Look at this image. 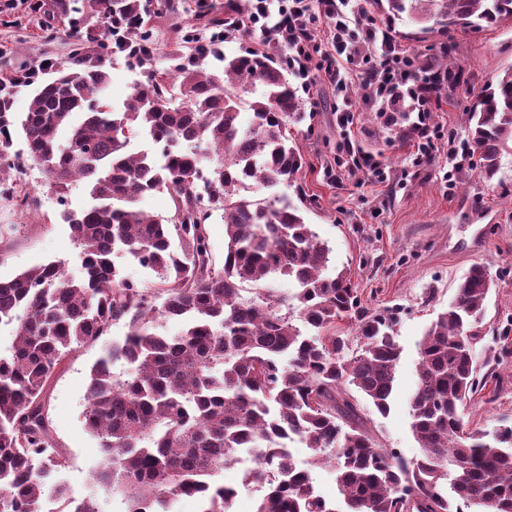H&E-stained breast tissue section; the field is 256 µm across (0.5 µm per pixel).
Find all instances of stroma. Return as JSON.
<instances>
[{
	"label": "stroma",
	"instance_id": "obj_1",
	"mask_svg": "<svg viewBox=\"0 0 512 512\" xmlns=\"http://www.w3.org/2000/svg\"><path fill=\"white\" fill-rule=\"evenodd\" d=\"M30 0H0V68H16L42 54L64 61L68 40L42 38ZM400 49L417 64L439 62L452 67L459 81L441 92L433 122L441 135L431 163L412 164V147L402 135L408 124L400 115L385 125L366 102L357 81L346 91L314 80L303 89L298 75L304 117L290 126L303 166L291 185L279 186L302 210L331 250V271H347L361 309L395 316L401 358L395 374V396L388 414L360 401L365 426L380 446L415 458L419 445L411 429L409 396L417 379L419 342L426 327L454 300L456 287L473 263H483L494 286L483 321L484 339L476 346L479 373L486 385L469 396L464 429L482 434L512 426V152H504L500 172L492 181L477 174L448 180L452 168L449 139L467 137L469 113L484 85L512 67V22L473 28L462 23L417 38L408 17L391 24ZM356 116L354 135L366 152L378 155L389 171L375 182L367 171L335 168L343 134L337 110ZM21 181L38 199L37 208L15 206L0 189V225L16 230L0 256V280L49 260L65 261L68 274H78L76 246L61 207L45 185L40 166L27 163ZM484 238L475 249L460 247L475 226ZM101 346L89 343L74 350L55 375L47 392L53 435L67 465L63 475L74 497L94 488L91 467L99 458L96 440L83 424L89 369Z\"/></svg>",
	"mask_w": 512,
	"mask_h": 512
}]
</instances>
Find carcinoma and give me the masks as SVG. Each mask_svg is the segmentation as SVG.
Listing matches in <instances>:
<instances>
[{"label":"carcinoma","instance_id":"cac0c4a2","mask_svg":"<svg viewBox=\"0 0 512 512\" xmlns=\"http://www.w3.org/2000/svg\"><path fill=\"white\" fill-rule=\"evenodd\" d=\"M366 2L444 29L512 20V0ZM30 10L70 50L62 63L38 56L0 71V185L19 179L28 160L42 167L81 275L50 261L0 280V324L15 333L0 353V512H41L49 494L72 501L47 389L74 350L120 321L127 333L103 341L83 417L102 454L94 484L124 512H174L183 496L200 512H230L233 493L217 474L243 448L255 459L245 485L262 491L255 512H512V427L488 439L466 433L462 418L481 384L472 347L492 288L484 265L470 267L420 342L410 398L420 455L381 447L360 422L353 391L382 415L390 408L401 356L394 318L357 311L356 289L344 272L327 273L331 250L301 210L285 195L258 194L299 172L288 120L303 113L280 40L262 52H223L242 0H195L193 10L184 0H34ZM189 12L194 24L157 69L155 19ZM118 53L141 75L120 107L105 97ZM211 57L222 73L208 70ZM24 91L31 101L19 118L13 104ZM133 132L160 156L132 153ZM18 134L23 148L14 151ZM467 143L473 170L493 180L512 150V69L483 90ZM77 182L92 203L72 211ZM153 192L170 196L169 217L139 208ZM215 212L224 218L220 268L209 244ZM117 254L153 272L155 287L124 277ZM278 280L295 285L292 303L273 295ZM354 313L352 353L340 323ZM167 321L182 329L164 332ZM117 362L126 366L119 376ZM290 436L314 451L312 466L332 468L345 509L318 494L312 470L295 466L283 448ZM70 512H103L101 500L89 494Z\"/></svg>","mask_w":512,"mask_h":512}]
</instances>
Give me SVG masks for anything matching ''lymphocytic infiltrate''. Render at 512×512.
<instances>
[{"label":"lymphocytic infiltrate","instance_id":"f902f5d3","mask_svg":"<svg viewBox=\"0 0 512 512\" xmlns=\"http://www.w3.org/2000/svg\"><path fill=\"white\" fill-rule=\"evenodd\" d=\"M326 23L332 34L331 50L316 47L315 30ZM244 32L282 35L288 41L287 65L303 80L321 76L336 88H345L357 78L381 118L397 122L401 112L414 119L405 135L414 146V165L432 161L438 138L432 113L439 105L442 89L453 83L451 72L430 69L417 76L414 61L391 41L389 33L376 20L361 11L358 0H321L320 11H313L310 0H252L249 12L239 20ZM373 44L377 57L364 55V44ZM355 73H348V66Z\"/></svg>","mask_w":512,"mask_h":512}]
</instances>
